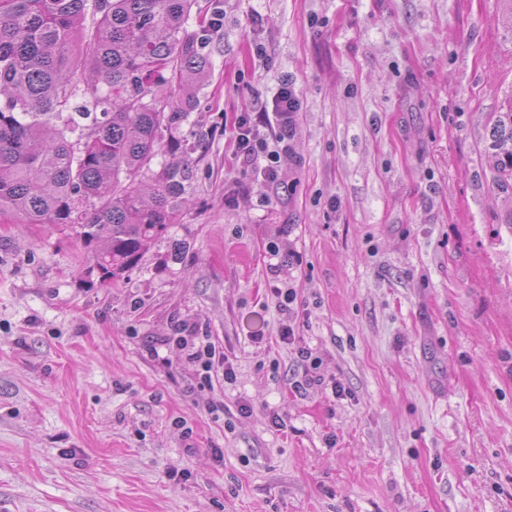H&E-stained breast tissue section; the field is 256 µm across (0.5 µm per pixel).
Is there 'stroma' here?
<instances>
[{
  "label": "stroma",
  "instance_id": "35a3bbf8",
  "mask_svg": "<svg viewBox=\"0 0 512 512\" xmlns=\"http://www.w3.org/2000/svg\"><path fill=\"white\" fill-rule=\"evenodd\" d=\"M186 30L212 68L137 267L0 217V512H512V0H196ZM285 82L271 180L237 122ZM298 101L293 89L284 83L272 100V112L279 118L280 133L277 142L288 139V133L293 123V114L297 112ZM491 131L492 146L503 155L497 167L494 185L499 193L511 195L512 193V105L506 112H497L493 115ZM180 342L186 347L189 342L193 352L191 356L196 358L199 361H202V365L204 368V376L202 384L211 385L212 384V374L218 373L220 369H222V373L224 374V380H232L234 375V370L231 365L228 364L227 359L224 357L223 353L216 351L215 345L211 343L207 344H199L197 345L195 342L196 336H178L177 337Z\"/></svg>",
  "mask_w": 512,
  "mask_h": 512
}]
</instances>
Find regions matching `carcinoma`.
<instances>
[{"mask_svg": "<svg viewBox=\"0 0 512 512\" xmlns=\"http://www.w3.org/2000/svg\"><path fill=\"white\" fill-rule=\"evenodd\" d=\"M89 2L0 0V216L71 226L116 280L174 221L187 169L164 167L149 200L135 178L162 151L183 152L164 133L192 110L211 61L184 30L196 0ZM491 137L503 155L494 185L509 195L512 106L494 113Z\"/></svg>", "mask_w": 512, "mask_h": 512, "instance_id": "cac0c4a2", "label": "carcinoma"}]
</instances>
